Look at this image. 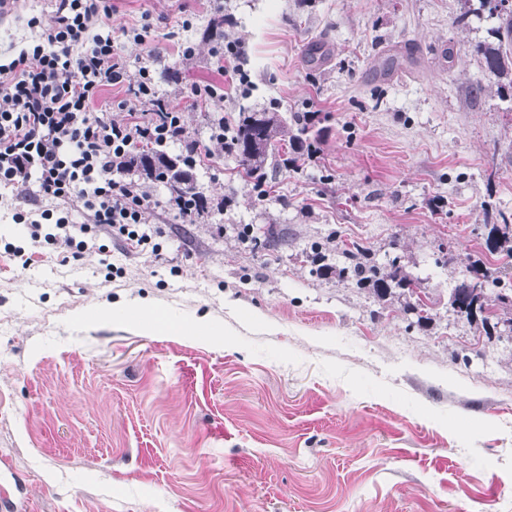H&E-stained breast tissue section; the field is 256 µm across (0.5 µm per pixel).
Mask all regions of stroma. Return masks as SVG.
<instances>
[{"mask_svg": "<svg viewBox=\"0 0 512 512\" xmlns=\"http://www.w3.org/2000/svg\"><path fill=\"white\" fill-rule=\"evenodd\" d=\"M112 6L113 30L148 26L145 44L117 47L174 105L182 85L228 86L206 30L235 19L253 89L187 112L191 138L206 140L213 112L270 107L319 113L325 132L302 171L270 173L262 201L234 156L197 169L231 206L193 224L156 208L144 250L103 234L105 252L65 255L15 223L33 209L23 196L0 208V487L26 512H512V342L453 314L458 271L441 262L512 264L485 245L484 209L512 213V102L471 51L485 23L455 27L460 0ZM55 13V0H12L0 58ZM316 40L333 51L319 69ZM393 45L415 63L383 80ZM475 81L488 90L474 101ZM247 224L282 228L284 244L252 248ZM354 240L400 257L435 321L313 273L312 243ZM170 324L180 335L161 334Z\"/></svg>", "mask_w": 512, "mask_h": 512, "instance_id": "1", "label": "stroma"}]
</instances>
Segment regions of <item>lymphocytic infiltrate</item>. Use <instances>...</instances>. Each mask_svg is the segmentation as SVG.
I'll use <instances>...</instances> for the list:
<instances>
[{
	"label": "lymphocytic infiltrate",
	"instance_id": "f902f5d3",
	"mask_svg": "<svg viewBox=\"0 0 512 512\" xmlns=\"http://www.w3.org/2000/svg\"><path fill=\"white\" fill-rule=\"evenodd\" d=\"M111 14V0H57L53 25L0 62V189L58 201L62 216L46 227L33 223L31 237L79 252L102 230L148 244L156 233L149 216L160 205L185 224L200 217L197 199L171 195L160 203L149 184L120 176L134 146L183 143L192 168L230 151L224 115H214L209 143L200 145L187 134L182 108L159 94L149 67L129 70ZM109 88L126 97L118 104L122 117L106 121L94 104ZM140 103L147 111H137ZM73 208L83 224H70Z\"/></svg>",
	"mask_w": 512,
	"mask_h": 512
}]
</instances>
